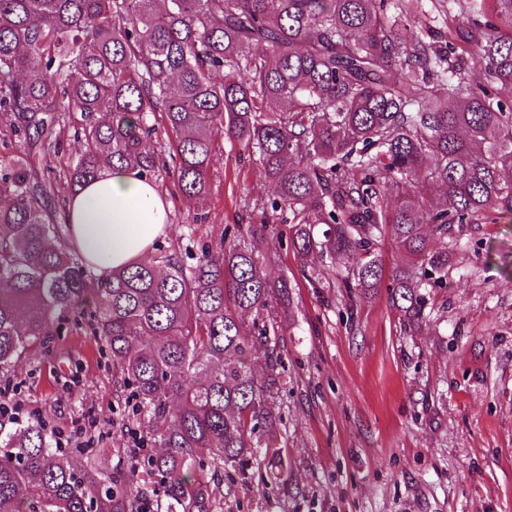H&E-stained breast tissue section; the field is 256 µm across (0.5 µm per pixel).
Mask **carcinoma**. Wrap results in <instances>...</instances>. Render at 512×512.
Masks as SVG:
<instances>
[{
    "label": "carcinoma",
    "instance_id": "cac0c4a2",
    "mask_svg": "<svg viewBox=\"0 0 512 512\" xmlns=\"http://www.w3.org/2000/svg\"><path fill=\"white\" fill-rule=\"evenodd\" d=\"M415 3L392 21L386 0H0V123L22 141L0 159V369L91 327L158 449L101 471L94 438L83 464L45 424L0 413V512H140L144 479L149 512H216L221 470L277 439L272 311L290 285L260 261L267 224L191 265L161 253L96 282L56 192L118 165L171 175L202 204L230 139L258 154L288 247L331 259L309 279L352 302L387 286L410 331L430 318L427 290L448 287L463 228L512 219V103L496 92L512 88V0H465L454 39L488 83L471 88L455 65L452 107L435 83L448 46L397 28ZM69 140L75 155L51 166ZM387 237L411 257L389 272Z\"/></svg>",
    "mask_w": 512,
    "mask_h": 512
}]
</instances>
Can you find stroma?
Wrapping results in <instances>:
<instances>
[{
  "mask_svg": "<svg viewBox=\"0 0 512 512\" xmlns=\"http://www.w3.org/2000/svg\"><path fill=\"white\" fill-rule=\"evenodd\" d=\"M462 0H418L407 23L431 38L465 25ZM206 205L157 184L170 204L158 238L172 253L219 248L224 227L257 224L275 193L255 158L221 140ZM271 278L287 276L278 310L283 370L270 409L279 420L275 465L224 472L221 512H512V222L472 224L429 291V322L404 332L386 292L348 306L341 289L308 281L316 256L270 243ZM25 417H39L109 469L145 435L128 392L90 329L51 337L9 370Z\"/></svg>",
  "mask_w": 512,
  "mask_h": 512,
  "instance_id": "obj_1",
  "label": "stroma"
}]
</instances>
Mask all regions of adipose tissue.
<instances>
[{
  "label": "adipose tissue",
  "mask_w": 512,
  "mask_h": 512,
  "mask_svg": "<svg viewBox=\"0 0 512 512\" xmlns=\"http://www.w3.org/2000/svg\"><path fill=\"white\" fill-rule=\"evenodd\" d=\"M72 241L91 270L147 258L169 226V206L157 184L124 168H109L67 201Z\"/></svg>",
  "instance_id": "1"
}]
</instances>
